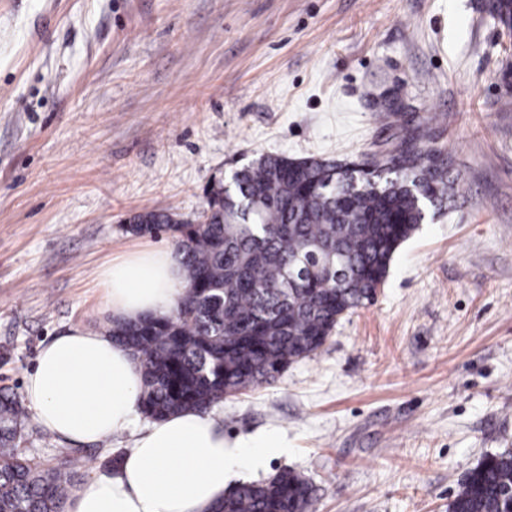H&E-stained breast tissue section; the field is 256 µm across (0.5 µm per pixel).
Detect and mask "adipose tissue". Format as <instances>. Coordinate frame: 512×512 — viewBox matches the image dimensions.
<instances>
[{
	"label": "adipose tissue",
	"mask_w": 512,
	"mask_h": 512,
	"mask_svg": "<svg viewBox=\"0 0 512 512\" xmlns=\"http://www.w3.org/2000/svg\"><path fill=\"white\" fill-rule=\"evenodd\" d=\"M99 280L113 320L136 321L171 315L186 272L178 250L160 243L113 258ZM24 395L36 421L60 439L100 442L139 418L141 368L108 333L79 325L41 348ZM281 449L265 434L229 444L211 415L185 411L151 422L117 472L73 490L65 512H214L236 471Z\"/></svg>",
	"instance_id": "1"
}]
</instances>
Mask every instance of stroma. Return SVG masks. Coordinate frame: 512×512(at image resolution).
Instances as JSON below:
<instances>
[{
	"instance_id": "obj_1",
	"label": "stroma",
	"mask_w": 512,
	"mask_h": 512,
	"mask_svg": "<svg viewBox=\"0 0 512 512\" xmlns=\"http://www.w3.org/2000/svg\"><path fill=\"white\" fill-rule=\"evenodd\" d=\"M480 0H0V387L40 348L106 328L97 272L195 218L204 189L263 153L358 160L401 97L462 179L457 208L398 249L373 305L273 383L215 404L226 441L288 447L312 512H448L512 448V38ZM147 417L73 445L26 416L21 452L114 474Z\"/></svg>"
}]
</instances>
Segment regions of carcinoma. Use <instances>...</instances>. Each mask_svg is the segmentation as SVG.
I'll return each instance as SVG.
<instances>
[{
    "label": "carcinoma",
    "mask_w": 512,
    "mask_h": 512,
    "mask_svg": "<svg viewBox=\"0 0 512 512\" xmlns=\"http://www.w3.org/2000/svg\"><path fill=\"white\" fill-rule=\"evenodd\" d=\"M512 19V0H481ZM399 108L383 117L394 140L414 139ZM400 169L315 157L261 155L206 187V221L162 210L135 215L127 233L176 238L187 284L171 316L114 322L112 339L140 364L143 413L160 419L207 411L250 385L269 383L313 355L339 321L376 300L399 246L458 200L459 175L423 146ZM347 270L341 285L326 263ZM25 408L0 389V512H64L77 460L49 465L19 451ZM315 489L279 471L244 482L216 512H310ZM448 512H512V448L489 454L458 481Z\"/></svg>",
    "instance_id": "cac0c4a2"
}]
</instances>
